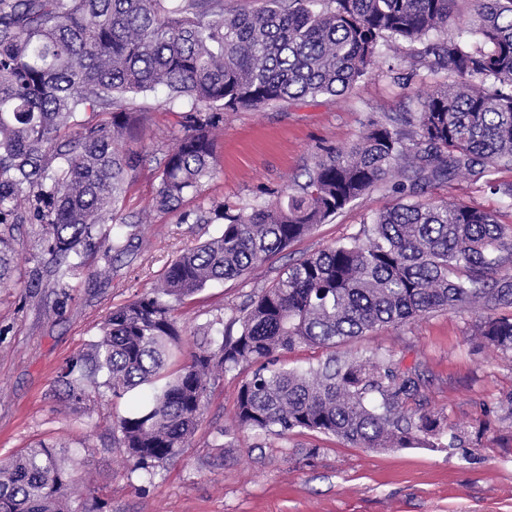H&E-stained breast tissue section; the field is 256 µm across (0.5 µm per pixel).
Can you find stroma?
I'll list each match as a JSON object with an SVG mask.
<instances>
[{
  "label": "stroma",
  "mask_w": 512,
  "mask_h": 512,
  "mask_svg": "<svg viewBox=\"0 0 512 512\" xmlns=\"http://www.w3.org/2000/svg\"><path fill=\"white\" fill-rule=\"evenodd\" d=\"M388 46H379L373 72L338 98L271 103L224 115L217 171L174 213L152 211L164 152L181 133L188 102L165 105V91L149 94L152 107L141 144L154 153L139 167L124 202L130 240L108 277H97L99 252L69 288L28 287L48 260L33 243L31 225L17 233L15 287L0 288V458L38 442L66 446L74 474L90 483L73 512H512V353L475 335L480 312H434L390 326L344 346L346 355L391 357L419 370L426 407L464 437L470 457L433 448L374 451L319 433L276 436L247 431L238 445H213L219 429H233L238 389L247 376L226 373L208 396L198 430L183 454L153 476L130 472L112 445L114 415L138 407L145 390L113 399L107 391L80 404L64 403L57 376L94 339L112 308L151 288L172 260L222 233L223 221L204 222L213 205L249 209L285 198L328 152L348 149L368 119L421 110V97L450 81L447 71L418 70L410 86L394 79ZM426 201H454L492 211L512 224V207L476 189L468 179L431 188ZM394 194L380 186L316 226L250 275L215 282L175 304L189 356L208 321L231 318L289 264L354 237ZM318 448L316 458L308 449Z\"/></svg>",
  "instance_id": "1"
}]
</instances>
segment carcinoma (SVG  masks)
<instances>
[{"label": "carcinoma", "mask_w": 512, "mask_h": 512, "mask_svg": "<svg viewBox=\"0 0 512 512\" xmlns=\"http://www.w3.org/2000/svg\"><path fill=\"white\" fill-rule=\"evenodd\" d=\"M224 10V0H0V287L11 280L14 231L34 224L55 288L69 287L94 244L107 264L127 241L123 204L143 154L147 109L130 103L158 88L186 99L181 134L165 151L152 199L178 209L214 175L223 113L319 95L342 96L374 66L380 41L419 43L416 62L456 79L422 100L415 118L370 120L347 150L329 154L287 200L236 213L171 262L160 281L112 309L88 351L61 369L67 398L105 388L114 399L147 384L144 404L112 425L132 471L153 475L189 447L210 389L249 370L236 427L284 436L309 431L358 448L462 446L425 410L423 380L376 355L342 357L347 341L437 311L484 312L478 335L512 353V224L463 203L419 200L463 177L512 202V0H476L471 27L448 36L455 0H267ZM380 184L398 202L362 241L289 267L240 315L238 335L217 317L177 363L172 312L213 281L249 274ZM330 355L305 370L279 365L297 346ZM73 461L41 443L0 459V512H72Z\"/></svg>", "instance_id": "carcinoma-1"}]
</instances>
